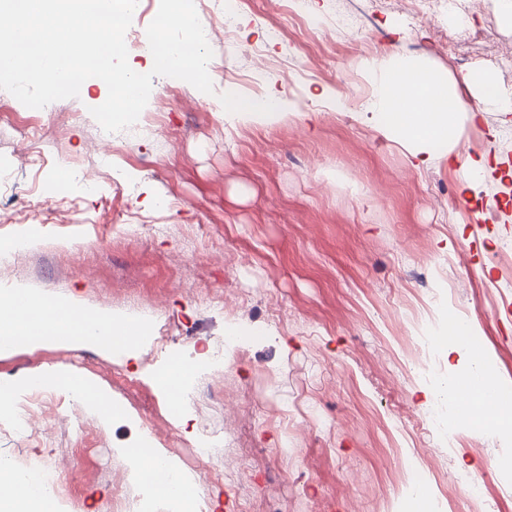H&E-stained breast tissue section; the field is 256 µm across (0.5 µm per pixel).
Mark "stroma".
<instances>
[{"label": "stroma", "mask_w": 512, "mask_h": 512, "mask_svg": "<svg viewBox=\"0 0 512 512\" xmlns=\"http://www.w3.org/2000/svg\"><path fill=\"white\" fill-rule=\"evenodd\" d=\"M327 31L315 37L264 0L237 16L241 42L265 45L262 84L290 119L266 125L225 117L218 96L242 94L248 61L224 55L210 70L214 92L176 84L162 133L126 128L131 149L118 157L98 141L92 107L106 86L31 109L0 90V241L25 233L40 243L19 264L0 267V290L23 287L124 322L142 317L148 335L132 353L104 347L16 346L0 351V382L16 400L32 374L74 372L111 401L105 418L60 389L51 409L22 427L16 409L0 410V480L40 454L69 469L66 487H47L56 512H110L112 479L125 475L131 512H139L142 418L159 411L172 424L174 465L208 512H404L399 472L425 464L432 497L466 475L482 484L483 512H512V438L472 429L465 407L444 426L427 403L465 353L436 352L430 374L405 372L408 337L427 335L432 317L451 310L470 320L477 344L512 387V276L501 265L512 246V112L479 103L467 90L473 70H493L512 93V72L498 69V44L512 41V0H488L484 14L457 8L413 20L404 0H307ZM284 28L282 44L267 29ZM422 59L457 87L466 108L454 149L417 167L408 151L376 129L360 103L371 93L367 62ZM357 100L341 104L347 87ZM40 124L43 160L20 162L22 133ZM486 156L496 171L471 179L462 164ZM94 167L95 187L60 181L61 172ZM68 212L51 224L37 202ZM139 224L128 242L116 225ZM244 332L246 357L235 372L202 358L198 413H179L158 383L172 359L200 342ZM228 452L251 462L223 483L202 481L194 456L204 429L249 406ZM90 424L82 433L78 423Z\"/></svg>", "instance_id": "35a3bbf8"}]
</instances>
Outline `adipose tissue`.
<instances>
[{
    "mask_svg": "<svg viewBox=\"0 0 512 512\" xmlns=\"http://www.w3.org/2000/svg\"><path fill=\"white\" fill-rule=\"evenodd\" d=\"M366 111L377 114L378 131L408 144L419 162L433 153L452 151L460 140L464 106L455 87L427 64L405 57L380 69ZM11 315L0 322V342L10 347L32 343L112 346L117 337L140 335V328L113 323L96 311L79 313L66 302L34 296L26 289L0 296Z\"/></svg>",
    "mask_w": 512,
    "mask_h": 512,
    "instance_id": "1",
    "label": "adipose tissue"
}]
</instances>
